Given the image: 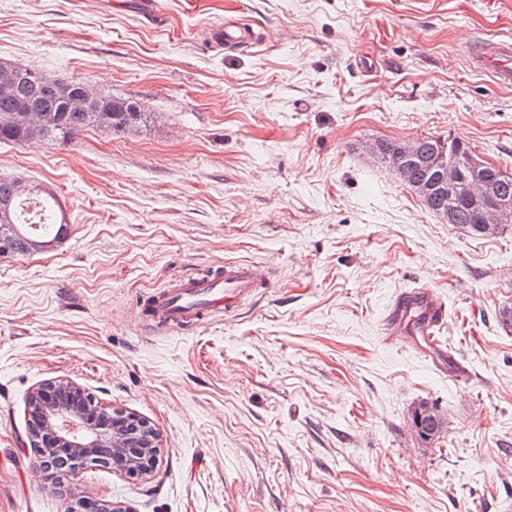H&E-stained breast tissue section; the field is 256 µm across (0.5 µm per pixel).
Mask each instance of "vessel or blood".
<instances>
[{"instance_id": "1", "label": "vessel or blood", "mask_w": 512, "mask_h": 512, "mask_svg": "<svg viewBox=\"0 0 512 512\" xmlns=\"http://www.w3.org/2000/svg\"><path fill=\"white\" fill-rule=\"evenodd\" d=\"M473 68L490 72L501 84L512 85V41L501 40L478 46L470 56ZM263 281L255 266L225 263L223 269L200 277L173 281L152 297L143 322L164 330H176L233 313ZM444 316L440 299L429 291L404 290L390 303L383 319L386 342L412 345L434 362L447 358L448 351L437 337Z\"/></svg>"}]
</instances>
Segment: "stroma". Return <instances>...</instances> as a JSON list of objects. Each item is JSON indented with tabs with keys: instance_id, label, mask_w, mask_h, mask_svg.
Wrapping results in <instances>:
<instances>
[{
	"instance_id": "obj_1",
	"label": "stroma",
	"mask_w": 512,
	"mask_h": 512,
	"mask_svg": "<svg viewBox=\"0 0 512 512\" xmlns=\"http://www.w3.org/2000/svg\"><path fill=\"white\" fill-rule=\"evenodd\" d=\"M245 26L248 43L215 35ZM512 0H0V65L137 101L147 120L69 144L0 143L60 243L0 257V512H512V224L442 222L366 151L453 137L512 173V86L473 69ZM266 282L186 330L141 322L173 279L225 261ZM445 305L455 386L384 341L392 296ZM71 380L160 436L154 474L59 487L27 401ZM428 404L445 425L418 438Z\"/></svg>"
}]
</instances>
